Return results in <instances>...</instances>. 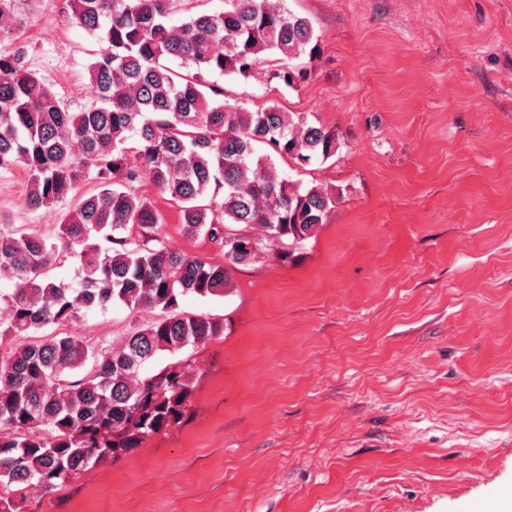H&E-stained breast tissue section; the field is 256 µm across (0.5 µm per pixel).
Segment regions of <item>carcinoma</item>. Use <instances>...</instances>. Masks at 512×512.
Returning <instances> with one entry per match:
<instances>
[{"mask_svg": "<svg viewBox=\"0 0 512 512\" xmlns=\"http://www.w3.org/2000/svg\"><path fill=\"white\" fill-rule=\"evenodd\" d=\"M68 9L74 26L104 44L87 66L98 93L89 106L70 111L20 56L0 55V169L28 172L25 207L51 210L89 172L97 181L50 237L0 228V271L15 280L0 336L16 339L0 352V512H25L31 489L55 495L79 473L186 421L189 358L143 368L220 338L226 325L179 311L181 297L224 294L226 266L312 237L336 204L333 192L280 177L272 158L298 167L327 161L337 150L331 128L276 105L248 111L210 80H248L267 66L288 88L306 81L294 60L314 58L318 38L285 0H224L216 14L194 13L188 0H68ZM13 21L14 0H0V36ZM140 165L179 205L185 233L208 234L225 264L155 236L160 215L134 191ZM254 225L264 240L249 234ZM62 253L80 262L76 288L47 274ZM114 303L159 314L92 354L78 336L40 334Z\"/></svg>", "mask_w": 512, "mask_h": 512, "instance_id": "carcinoma-1", "label": "carcinoma"}]
</instances>
